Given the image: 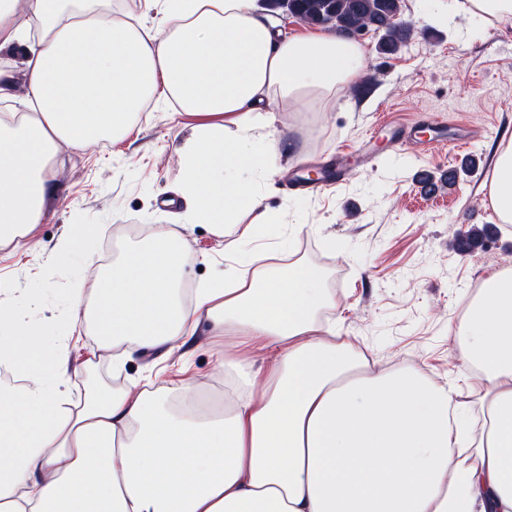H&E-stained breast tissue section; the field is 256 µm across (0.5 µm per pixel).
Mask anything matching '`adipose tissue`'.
<instances>
[{
	"label": "adipose tissue",
	"instance_id": "adipose-tissue-1",
	"mask_svg": "<svg viewBox=\"0 0 512 512\" xmlns=\"http://www.w3.org/2000/svg\"><path fill=\"white\" fill-rule=\"evenodd\" d=\"M144 32L109 0H0V245L46 217L64 148L120 139L148 104L190 121L175 153L186 220L257 239L258 180L282 154L262 106L327 100L360 74L364 48L334 31L281 35L257 0H161ZM489 22L512 0H439ZM488 199L512 223V137L497 147ZM187 240L152 225L71 289L70 326L89 325L115 364L170 356L200 327L232 346L222 412L200 405V379L162 392L130 382L75 402L38 327L0 303V512H512V269L493 271L449 323L469 400L412 369L371 370L327 340L324 273L297 262L246 278L228 270L181 287ZM273 350L265 369L253 351Z\"/></svg>",
	"mask_w": 512,
	"mask_h": 512
}]
</instances>
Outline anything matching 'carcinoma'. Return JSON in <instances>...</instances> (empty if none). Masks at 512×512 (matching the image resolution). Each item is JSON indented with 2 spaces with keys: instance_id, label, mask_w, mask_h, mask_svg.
<instances>
[{
  "instance_id": "1",
  "label": "carcinoma",
  "mask_w": 512,
  "mask_h": 512,
  "mask_svg": "<svg viewBox=\"0 0 512 512\" xmlns=\"http://www.w3.org/2000/svg\"><path fill=\"white\" fill-rule=\"evenodd\" d=\"M272 9H282L297 15L302 21L328 28L348 31L362 26L383 33L380 48L385 53H395L406 46L411 27L401 20V0H267ZM488 233L471 228L455 239L461 253L486 249Z\"/></svg>"
}]
</instances>
